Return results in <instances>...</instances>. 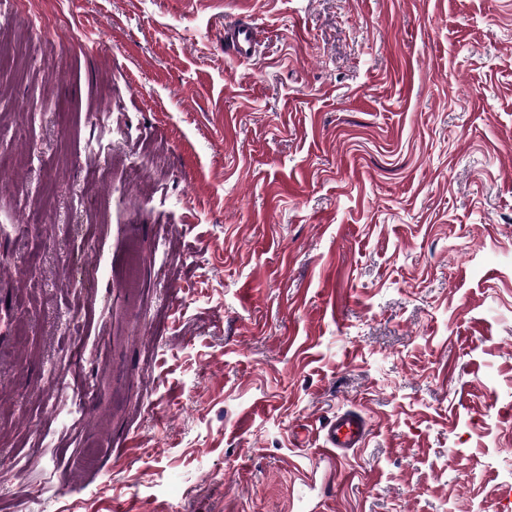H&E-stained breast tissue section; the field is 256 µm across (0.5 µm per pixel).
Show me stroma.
<instances>
[{"instance_id": "stroma-1", "label": "stroma", "mask_w": 512, "mask_h": 512, "mask_svg": "<svg viewBox=\"0 0 512 512\" xmlns=\"http://www.w3.org/2000/svg\"><path fill=\"white\" fill-rule=\"evenodd\" d=\"M16 28L0 512H512V0L0 4ZM340 409L369 438L308 490ZM224 41L232 48L236 56L247 58L252 56L259 43L256 30L247 22L234 24L229 30H224Z\"/></svg>"}]
</instances>
